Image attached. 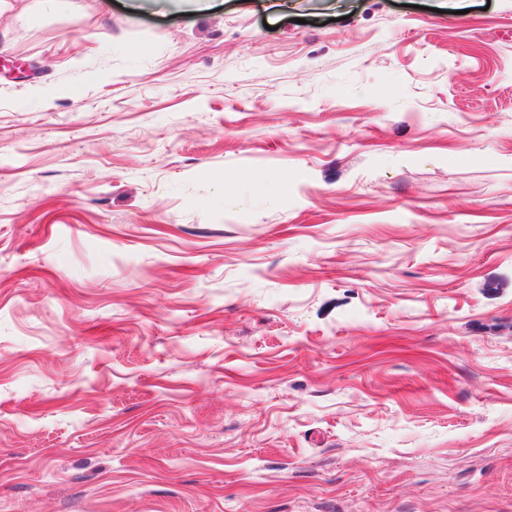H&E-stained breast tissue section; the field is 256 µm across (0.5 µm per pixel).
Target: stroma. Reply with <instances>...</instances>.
Instances as JSON below:
<instances>
[{"label":"stroma","mask_w":512,"mask_h":512,"mask_svg":"<svg viewBox=\"0 0 512 512\" xmlns=\"http://www.w3.org/2000/svg\"><path fill=\"white\" fill-rule=\"evenodd\" d=\"M0 512H512V0L0 11Z\"/></svg>","instance_id":"stroma-1"}]
</instances>
